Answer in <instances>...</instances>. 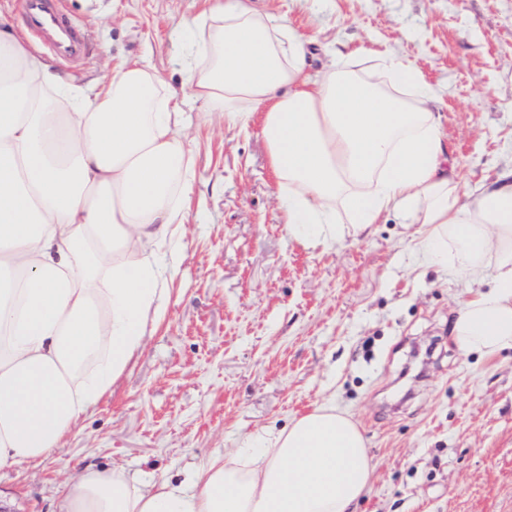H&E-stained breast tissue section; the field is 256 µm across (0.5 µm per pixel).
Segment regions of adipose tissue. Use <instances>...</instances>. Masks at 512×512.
I'll list each match as a JSON object with an SVG mask.
<instances>
[{"label": "adipose tissue", "mask_w": 512, "mask_h": 512, "mask_svg": "<svg viewBox=\"0 0 512 512\" xmlns=\"http://www.w3.org/2000/svg\"><path fill=\"white\" fill-rule=\"evenodd\" d=\"M191 28L190 93L228 124L261 115L291 239L325 247L400 213L426 265L477 285L457 348H512V169L461 190L411 62L385 51L355 71L335 49L311 71L304 42L250 0H213ZM181 121L151 68L124 63L91 92L0 22V467L57 448L159 322L193 180ZM373 470L357 422L326 401L183 481L146 490L83 467L60 512H354Z\"/></svg>", "instance_id": "obj_1"}]
</instances>
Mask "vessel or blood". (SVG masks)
Here are the masks:
<instances>
[{"label":"vessel or blood","mask_w":512,"mask_h":512,"mask_svg":"<svg viewBox=\"0 0 512 512\" xmlns=\"http://www.w3.org/2000/svg\"><path fill=\"white\" fill-rule=\"evenodd\" d=\"M21 10L33 35L60 58L87 56L85 43L66 17L63 0H21Z\"/></svg>","instance_id":"b4317fda"}]
</instances>
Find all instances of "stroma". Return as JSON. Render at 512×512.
I'll return each instance as SVG.
<instances>
[{
	"instance_id": "obj_1",
	"label": "stroma",
	"mask_w": 512,
	"mask_h": 512,
	"mask_svg": "<svg viewBox=\"0 0 512 512\" xmlns=\"http://www.w3.org/2000/svg\"><path fill=\"white\" fill-rule=\"evenodd\" d=\"M363 69L411 61L438 93L462 187L512 168V0H258ZM208 0H65L90 48L78 65L38 55L76 84L140 60L182 98L194 192L169 298L142 351L37 466L0 468L11 512H55L79 465L119 467L144 487L185 479L247 434L334 400L361 426L375 471L357 512H512V350L463 356L450 337L471 293L423 264L416 226L312 248L289 238L260 118L225 124L191 101L182 21Z\"/></svg>"
}]
</instances>
